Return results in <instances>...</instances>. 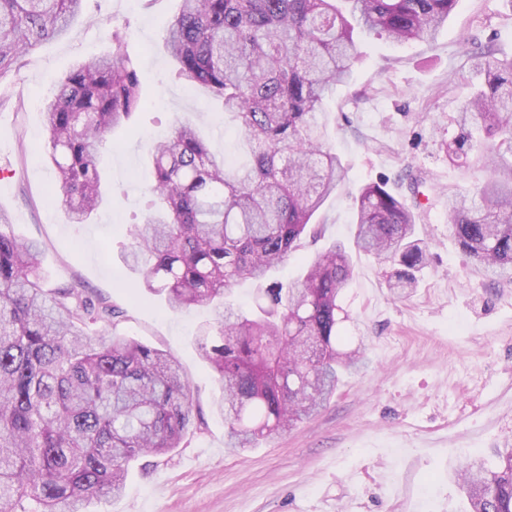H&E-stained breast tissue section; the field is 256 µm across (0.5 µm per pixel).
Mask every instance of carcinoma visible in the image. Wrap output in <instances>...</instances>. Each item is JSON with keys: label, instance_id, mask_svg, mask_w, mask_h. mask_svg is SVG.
I'll return each instance as SVG.
<instances>
[{"label": "carcinoma", "instance_id": "1", "mask_svg": "<svg viewBox=\"0 0 512 512\" xmlns=\"http://www.w3.org/2000/svg\"><path fill=\"white\" fill-rule=\"evenodd\" d=\"M180 2L163 30L176 76L222 103L251 161L233 167L191 124H176L153 146L155 180L125 262L141 272L143 295L163 293L173 310L210 308L198 349L221 382L224 447L238 451L318 413L340 371L364 364L362 343L341 335L345 245L319 253L293 284L270 281L319 237L312 219L345 178L324 100L350 82L360 35L433 41L461 0ZM84 9L85 0H0V76L67 35ZM109 40L44 103L52 200L74 224L90 223L102 200L109 133L144 105L138 60L119 30ZM465 54L484 81L441 149L491 176L448 193V226L472 272L512 282V57L475 45ZM418 207L385 180L356 199L353 246L386 265L398 298L429 263ZM8 224L0 213V512H83L120 495L140 458L181 447L190 382L174 357L120 331L119 307L78 283L45 287L42 249ZM246 280L267 283L249 311L226 300ZM457 483L467 512H512V448L494 465L464 459Z\"/></svg>", "mask_w": 512, "mask_h": 512}]
</instances>
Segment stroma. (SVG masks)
<instances>
[{
    "instance_id": "stroma-1",
    "label": "stroma",
    "mask_w": 512,
    "mask_h": 512,
    "mask_svg": "<svg viewBox=\"0 0 512 512\" xmlns=\"http://www.w3.org/2000/svg\"><path fill=\"white\" fill-rule=\"evenodd\" d=\"M179 8L180 0H89L69 34L0 77V95L22 103L0 108V212L10 231L40 243L46 287L78 282L120 307L121 331L173 356L191 384L195 419L182 448L140 460L124 493L93 500L88 512H464L462 460L496 463L512 442V284L470 274L448 230V195L487 175L449 164L435 142L447 137L449 116L477 80L465 41L512 55V0H462L432 43L359 39L351 84L325 104L340 124L331 142L346 179L318 214L323 238L276 277L294 280L302 259L336 241L351 245L359 188L384 178L392 192L409 195L406 170L425 180L416 228L431 263L416 292L397 299L382 264L353 253L341 333L363 338L365 367L343 374L317 414L235 452L224 446L219 384L194 340L208 311L143 299L139 273L122 260L152 180V143L175 122H192L229 160L246 161L220 103L173 76L162 28ZM121 26L154 106L113 133L103 152V201L92 223L74 224L51 200L54 174L36 151L47 138L44 99L76 61L106 53Z\"/></svg>"
}]
</instances>
